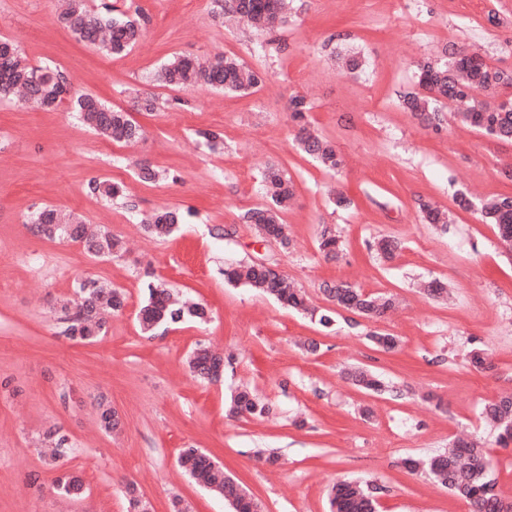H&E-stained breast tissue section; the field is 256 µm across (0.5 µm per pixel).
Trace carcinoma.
I'll use <instances>...</instances> for the list:
<instances>
[{"label": "carcinoma", "mask_w": 512, "mask_h": 512, "mask_svg": "<svg viewBox=\"0 0 512 512\" xmlns=\"http://www.w3.org/2000/svg\"><path fill=\"white\" fill-rule=\"evenodd\" d=\"M216 3L220 11L231 13L253 27L280 23L285 19V0H216ZM57 22L79 40L111 56L125 52L142 35L138 24L91 10L84 0H69L68 7L57 15ZM12 51L10 56L0 54V100L21 92L25 100L40 107L58 106L63 101L59 88L67 84L64 73L48 67H32L17 48H12ZM157 79L171 89L205 85L243 94L261 83L256 71L224 55L206 62L179 56L161 69ZM418 85L421 91L403 93L400 102L420 124L439 127L444 115L437 102L448 100L456 105L462 122L502 143H512V99L491 107L474 103L469 95L474 88L512 89V70L488 65L477 52L450 50L445 46L441 57L420 64ZM73 104L85 126L111 141L134 143L143 136V129L128 113L112 109L91 94L78 95ZM290 110L293 119L299 123L297 140L302 151L329 170L340 168L342 159L333 143L311 133L305 126L310 103L303 97H294L290 101ZM92 190L108 200L124 196L122 186L110 180L93 183ZM263 193L266 204L246 211L242 220L254 225L258 234L280 240L282 247L286 248L289 240L285 235L282 214L294 200V184L283 170L271 164L263 175ZM479 210L486 223L497 226L503 243L512 246V196L482 203ZM419 211L427 224L446 223L445 215L429 202H420ZM180 221L178 211L162 208L153 213L144 228L153 236L166 237L174 232ZM27 227L36 237L79 242L93 258H110L123 249L122 241L108 229L90 234L79 216L66 215L53 207L45 206L35 211ZM318 248L327 259L338 257L342 242L334 229L327 225L322 227ZM224 278L230 283L261 290L288 308H307L304 292L293 287L269 266L255 263L231 266L224 270ZM322 292L336 307L368 320L378 321L394 307L393 297L366 293L343 281L324 283ZM147 293L146 302L138 314L141 330L146 333L160 325L208 321V311L204 306L174 299L170 290L161 283H149ZM75 294L76 299L60 304L61 333L76 343H93L104 335L107 315L124 308L125 297L112 284L101 280L81 283ZM188 366L196 378L217 381L224 374V356L201 346L189 356ZM346 379L366 392L386 390L380 378L362 367L349 369ZM230 412L266 417L271 414V406L250 390L238 389L231 395ZM483 415L498 429L499 441H512V397L487 402ZM97 417L100 429L108 435L122 426L118 412L104 397L97 402ZM42 442L48 447L45 455L48 465L72 452L68 435L58 427L48 429ZM179 461L194 480L224 499L231 512H253L255 499L250 492L229 476L223 464L209 454L199 448H184L180 451ZM404 466L410 470L425 469L435 482L448 489V493L469 504L473 512H512V502L501 499L488 478L491 458L487 449L474 441L459 439L443 453L425 459L408 458ZM54 486L57 495L70 500L81 498L84 492L81 478L67 472L57 475ZM125 493L129 512H151L150 502L140 495L135 484H127ZM376 493L377 488H366L359 481H341L329 492L330 512H376Z\"/></svg>", "instance_id": "carcinoma-1"}]
</instances>
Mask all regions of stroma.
I'll return each instance as SVG.
<instances>
[{"instance_id":"stroma-1","label":"stroma","mask_w":512,"mask_h":512,"mask_svg":"<svg viewBox=\"0 0 512 512\" xmlns=\"http://www.w3.org/2000/svg\"><path fill=\"white\" fill-rule=\"evenodd\" d=\"M87 3L144 23L142 40L109 58L55 23V0H0V37L15 40L31 65L60 68L73 90L129 112L144 130L118 143L86 129L70 101L33 110L0 100V512H127L130 481L153 512L177 504L229 512L180 467L187 447L221 462L263 512H329L327 491L344 479L380 487L381 512H469L403 464L461 434L485 444L494 489L512 501V441L499 443L482 417L487 401L512 395V248L456 202L462 192L512 196V144L463 126L448 105L440 130L423 127L399 102L418 87L417 63L444 44L512 69V0H292L286 21L266 31L217 15L214 0ZM347 51L363 57V70L343 67ZM177 55L233 56L263 81L248 94L161 86L158 69ZM295 95L310 102L308 118L335 142L342 170L298 149ZM146 97L153 111L141 108ZM204 130L221 137L207 143ZM142 163L158 171L156 181L138 179ZM273 163L296 188L285 248L241 219L263 204L261 175ZM96 179L123 184L126 199L95 195ZM422 201L448 223H421ZM45 205L107 228L130 251L96 260L79 244L33 236L26 223ZM162 206L180 209L184 222L172 236L149 237L143 220ZM324 224L344 242L334 260L317 248ZM382 237L403 245L393 260L375 250ZM251 261L288 277L310 312L225 281L226 266ZM91 279L123 290L126 306L97 342L74 343L60 335L55 305ZM434 279L447 285V299L424 293ZM334 280L395 296L401 307L376 322L341 309L322 327L317 315L330 303L321 287ZM150 281L203 304L208 322L143 334L136 314ZM376 329L397 336V348L375 346L368 334ZM310 340L316 353L304 349ZM200 344L222 350V381L190 375L186 358ZM476 347L488 355L481 369L468 361ZM353 366L401 395L357 390L344 377ZM242 385L271 405L269 418L229 416ZM101 396L122 419L118 434L98 426ZM53 426L74 446L61 469L81 477L82 499L54 491L58 471L39 444ZM264 448L276 463L260 457Z\"/></svg>"}]
</instances>
